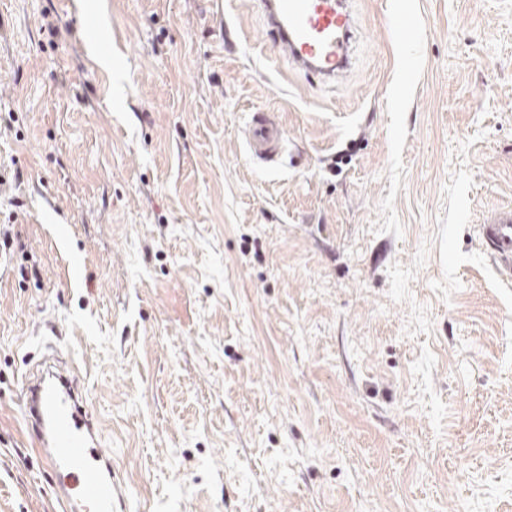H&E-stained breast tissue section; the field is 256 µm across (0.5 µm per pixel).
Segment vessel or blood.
I'll use <instances>...</instances> for the list:
<instances>
[{
  "label": "vessel or blood",
  "instance_id": "b4317fda",
  "mask_svg": "<svg viewBox=\"0 0 512 512\" xmlns=\"http://www.w3.org/2000/svg\"><path fill=\"white\" fill-rule=\"evenodd\" d=\"M260 5L267 28L295 69L333 84L352 68L357 24L350 0H260ZM243 133L251 159L272 164L286 152L287 135L274 113H252ZM478 231L499 278L512 284V204L486 211ZM23 391L26 424L56 478L65 512H112V457L85 406L79 376L51 352L27 373Z\"/></svg>",
  "mask_w": 512,
  "mask_h": 512
}]
</instances>
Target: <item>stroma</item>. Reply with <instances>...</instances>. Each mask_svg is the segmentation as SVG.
<instances>
[{"label": "stroma", "mask_w": 512, "mask_h": 512, "mask_svg": "<svg viewBox=\"0 0 512 512\" xmlns=\"http://www.w3.org/2000/svg\"><path fill=\"white\" fill-rule=\"evenodd\" d=\"M353 8L325 86L257 0H0L27 247L0 259V512H61L21 394L48 343L112 512H512V286L477 229L512 201V0ZM243 133L252 160L272 164L286 153L287 135L274 112H253Z\"/></svg>", "instance_id": "1"}]
</instances>
